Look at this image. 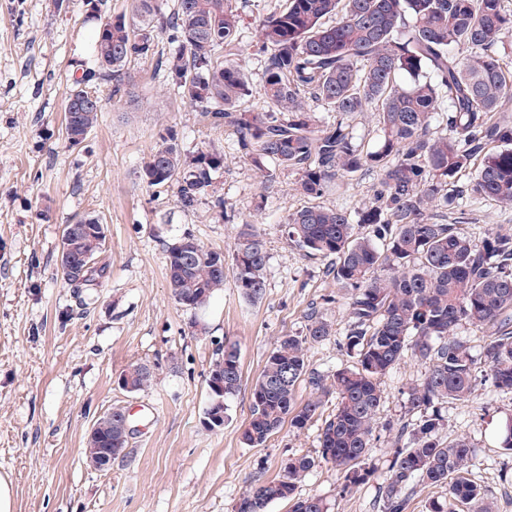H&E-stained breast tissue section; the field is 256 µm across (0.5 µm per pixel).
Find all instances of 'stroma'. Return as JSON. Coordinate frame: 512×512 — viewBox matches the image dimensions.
<instances>
[{
    "label": "stroma",
    "mask_w": 512,
    "mask_h": 512,
    "mask_svg": "<svg viewBox=\"0 0 512 512\" xmlns=\"http://www.w3.org/2000/svg\"><path fill=\"white\" fill-rule=\"evenodd\" d=\"M129 2L102 0L92 13L84 0H0V474L12 481L14 512H235L252 487L282 476L288 456L319 451L317 422L302 430L283 424L260 447L241 442L252 387L276 341L304 335L314 309L333 332L307 344L308 370L328 376L349 361L341 290L324 259L290 247L284 236L289 214L309 203L296 175L266 181L231 128H211L180 98L158 58L173 48L169 32L158 33L155 54L127 63L121 96L111 97L105 81L93 83L103 104L99 122L80 147L67 146L66 98L75 78L97 66L101 23L126 13ZM284 4L234 0L241 25L231 60L249 80L242 106L253 112L267 109L262 24ZM170 131L185 156L207 149L224 157L211 174L215 196H203L190 213L178 208L175 187L158 190L140 177ZM373 180L346 178L318 203L359 212ZM87 216L107 227L109 276L77 295L57 255L64 225ZM248 224L267 242L264 297L244 300L228 274L204 310L178 304L166 278L168 246L189 234L228 258ZM228 343L240 352L241 386L223 427L212 430L203 422L206 377ZM136 363L150 365L156 378L130 393L117 379ZM425 371L408 357L381 379V420L403 417L406 393ZM119 406L129 414L126 456L104 472L85 467L94 421ZM442 413L440 436L469 442L468 477L491 512H512V451L497 436L512 418V393L480 385ZM393 451V435L379 432L368 481L343 491L340 473L321 463L297 494L323 499L329 512H380Z\"/></svg>",
    "instance_id": "obj_1"
}]
</instances>
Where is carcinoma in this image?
<instances>
[{"label": "carcinoma", "mask_w": 512, "mask_h": 512, "mask_svg": "<svg viewBox=\"0 0 512 512\" xmlns=\"http://www.w3.org/2000/svg\"><path fill=\"white\" fill-rule=\"evenodd\" d=\"M262 26L264 96L269 111L241 108L250 85L241 69L223 61L237 39L240 16L232 0H177L162 12L159 0H132L131 16L102 23L94 52L99 78L116 81L126 63L154 47L156 28L173 32L176 47L162 65L178 94L215 128L235 130L240 149L265 178L289 171L299 190L318 198L334 181L373 173L370 201L353 219L342 208L304 206L288 216V244L329 260L326 272L347 292L350 323L345 347L355 358L332 379L309 374L306 344L331 335V325L307 314L303 336H283L252 388V414L242 439L264 445L284 423L301 430L322 420L319 460L343 472L344 488L366 481L372 441L382 430L407 439L395 448L380 487L381 512H406L417 488L443 487V500L429 512H490L481 489L467 474L468 441H443L436 405L464 401L478 383L512 392V233L494 227L477 233L471 204L512 208V70L495 53L512 31L503 0H286ZM72 89L64 114L65 139L88 135L103 105L75 108L84 93ZM332 117L320 121L305 99ZM378 115L375 143L365 147L351 119L367 108ZM224 158L215 151L182 156L169 131L141 169L150 187L177 186L184 212L196 209L212 186L211 172ZM470 181L458 185L464 175ZM366 233H355V224ZM106 239L91 250L93 267L62 273L80 290L107 277L100 261ZM235 288L249 300L266 291V242L258 231H242L234 245ZM166 276L174 299L190 310L205 308L224 287V256L187 235L168 247ZM489 331L482 358H475L458 330ZM428 364L407 392L408 418L378 422L380 379L404 358ZM317 396L294 399L302 377ZM154 372L134 365L133 391L149 388ZM241 372H224V400L239 390ZM336 404L323 416L325 397ZM117 407L98 417L97 438L82 451L86 467L106 471L115 442L127 448ZM316 459L288 457L284 476L247 492L243 512H267L275 501L290 512H328L323 500L296 496L297 484Z\"/></svg>", "instance_id": "1"}]
</instances>
